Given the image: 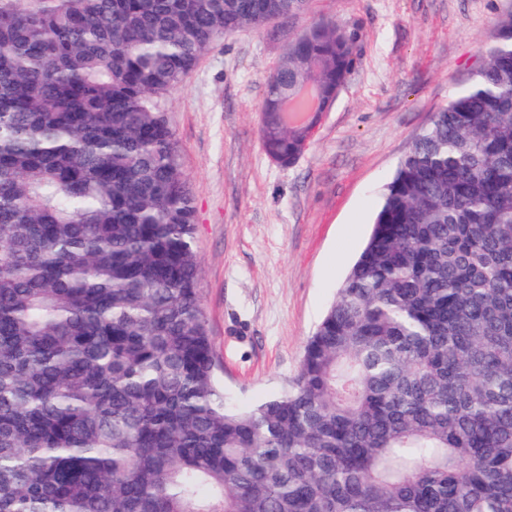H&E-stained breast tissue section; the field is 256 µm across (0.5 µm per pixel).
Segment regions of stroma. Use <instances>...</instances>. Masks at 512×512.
Wrapping results in <instances>:
<instances>
[{"mask_svg": "<svg viewBox=\"0 0 512 512\" xmlns=\"http://www.w3.org/2000/svg\"><path fill=\"white\" fill-rule=\"evenodd\" d=\"M512 0H313L356 63L289 166L264 152L266 81L302 20L224 36L163 98L195 207L216 374L246 406L283 391L371 231L384 186L475 67Z\"/></svg>", "mask_w": 512, "mask_h": 512, "instance_id": "obj_1", "label": "stroma"}]
</instances>
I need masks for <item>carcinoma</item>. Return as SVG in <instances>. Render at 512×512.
I'll use <instances>...</instances> for the list:
<instances>
[{"mask_svg":"<svg viewBox=\"0 0 512 512\" xmlns=\"http://www.w3.org/2000/svg\"><path fill=\"white\" fill-rule=\"evenodd\" d=\"M310 0H0V512H512V13L382 192L280 394L218 385L162 106L229 32ZM353 36L317 20L261 145L311 135Z\"/></svg>","mask_w":512,"mask_h":512,"instance_id":"1","label":"carcinoma"}]
</instances>
